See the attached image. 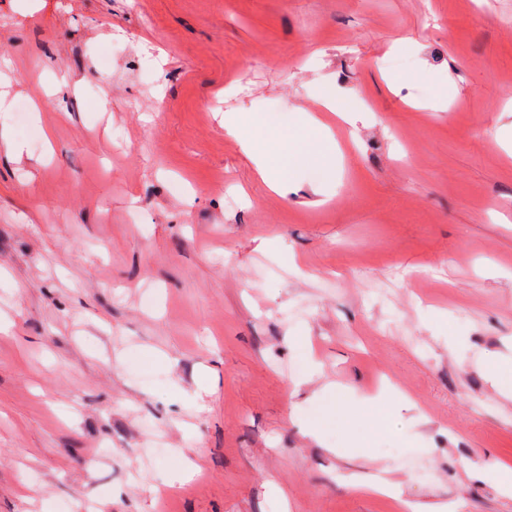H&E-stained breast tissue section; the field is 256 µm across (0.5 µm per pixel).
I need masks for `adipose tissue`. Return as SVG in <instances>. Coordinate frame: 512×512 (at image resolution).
<instances>
[{
    "mask_svg": "<svg viewBox=\"0 0 512 512\" xmlns=\"http://www.w3.org/2000/svg\"><path fill=\"white\" fill-rule=\"evenodd\" d=\"M224 127L253 153L259 176L277 194L292 192V173L300 165L332 171L336 141L329 125L319 118H307L301 130L291 133L270 119L239 112L225 117Z\"/></svg>",
    "mask_w": 512,
    "mask_h": 512,
    "instance_id": "1",
    "label": "adipose tissue"
}]
</instances>
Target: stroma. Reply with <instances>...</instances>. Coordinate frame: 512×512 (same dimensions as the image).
I'll list each match as a JSON object with an SVG mask.
<instances>
[{
  "mask_svg": "<svg viewBox=\"0 0 512 512\" xmlns=\"http://www.w3.org/2000/svg\"><path fill=\"white\" fill-rule=\"evenodd\" d=\"M0 60V512H512V0H0ZM328 84L280 197L221 119ZM486 372L492 388L505 398H512L511 364L490 363ZM479 479L493 483L504 497L512 498V469L502 468L496 471L473 473ZM365 488L380 496L391 499L399 512H446L448 510V503L444 504L441 509H436L424 505L417 499L404 497L400 484L388 475L379 476L374 483L367 485Z\"/></svg>",
  "mask_w": 512,
  "mask_h": 512,
  "instance_id": "35a3bbf8",
  "label": "stroma"
}]
</instances>
